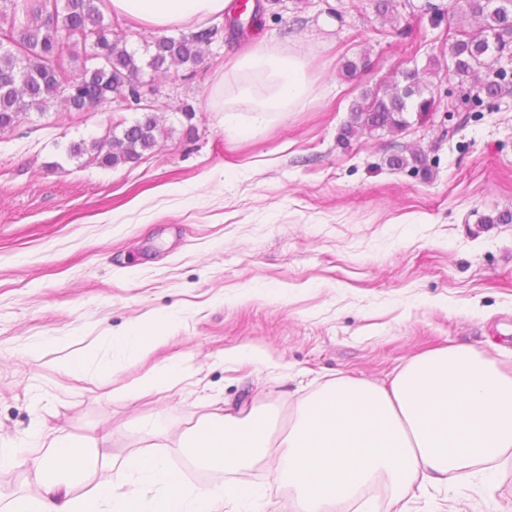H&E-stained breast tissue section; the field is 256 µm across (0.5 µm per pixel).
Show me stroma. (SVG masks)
Segmentation results:
<instances>
[{
  "label": "stroma",
  "mask_w": 512,
  "mask_h": 512,
  "mask_svg": "<svg viewBox=\"0 0 512 512\" xmlns=\"http://www.w3.org/2000/svg\"><path fill=\"white\" fill-rule=\"evenodd\" d=\"M425 1L387 17L371 0L265 5L257 37L305 58L315 98L233 142L208 106L229 55L249 44L229 34L194 70L158 79L164 132L136 161L104 168L67 154L135 110L77 115L55 100L0 132V448L38 428L106 436L112 458L78 494L123 460L158 454L189 484L246 481L264 490V512H296L278 459L202 468L184 433L246 408L282 438L295 404L337 374L384 385L436 347L467 344L512 371V224L483 221L512 210V92L498 111L465 113L450 138L441 104L408 112L403 131L340 139L362 92L385 90L402 68L431 91L448 86L435 68L455 27L432 23ZM415 149L430 175L386 165ZM158 315L177 326L151 352L110 346ZM243 348L259 361L233 360ZM72 353L93 379L64 372ZM168 362L175 382L131 394ZM365 497L376 512H512V458L406 504L382 483Z\"/></svg>",
  "instance_id": "obj_1"
}]
</instances>
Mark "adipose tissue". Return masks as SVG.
Masks as SVG:
<instances>
[{"label":"adipose tissue","mask_w":512,"mask_h":512,"mask_svg":"<svg viewBox=\"0 0 512 512\" xmlns=\"http://www.w3.org/2000/svg\"><path fill=\"white\" fill-rule=\"evenodd\" d=\"M229 0H105L112 16L168 32L222 17ZM220 83L228 138L239 139L315 96L305 61L266 43L242 49L224 66ZM282 446L281 479L296 492L297 512H332L376 480L409 501L432 490L467 486L479 466L512 455V374L473 347H437L410 358L390 384L340 375L294 409L282 443L254 412H228L194 426L185 446L205 468L245 471L266 463ZM66 435L34 433L16 449H0V469L29 465L38 496H18L5 512H259L260 491L236 482L192 489L179 471L154 455L120 466L122 476L153 488L150 498L122 492L118 482L98 484L77 496L108 456Z\"/></svg>","instance_id":"ef3b65f1"}]
</instances>
